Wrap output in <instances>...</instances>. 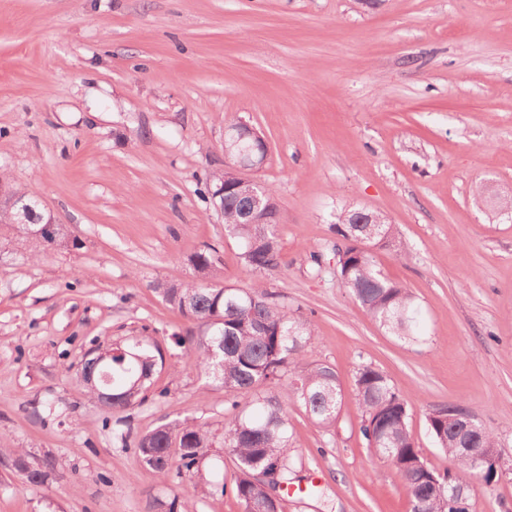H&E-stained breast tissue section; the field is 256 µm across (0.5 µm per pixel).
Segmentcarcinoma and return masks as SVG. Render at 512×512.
Segmentation results:
<instances>
[{
  "mask_svg": "<svg viewBox=\"0 0 512 512\" xmlns=\"http://www.w3.org/2000/svg\"><path fill=\"white\" fill-rule=\"evenodd\" d=\"M233 182L229 171L216 173L205 183L204 199L222 182ZM248 187L224 196V231L238 241L244 265L253 272L276 269L281 247L274 224H247L242 217ZM381 235L369 239L365 225L352 224L347 211L336 214L337 232L345 240V261H337L344 287L362 309L386 332L399 338L419 340L415 334L417 308L410 291L381 275L372 253L377 244L390 247L407 258L403 241L394 225L380 212L373 213ZM7 226L37 243L68 245V235L57 224L36 233L40 224H16L0 213V227ZM202 279L171 281L154 286L162 301L186 317L193 326L170 337L172 344L193 353L205 376L224 387L232 398L233 412L224 424V453L233 457L236 471L233 490L242 512H282V500L271 490L297 482L290 445L288 407L277 396H259L261 386L276 387L289 380L296 402L317 428L336 426L340 411L352 400L361 412L360 432L367 443L379 444V457L398 472L409 500L410 512H468V502L458 503L448 490L453 482L469 485L476 472L475 460L463 453L460 432L441 408L428 415V430L437 447L455 463L452 473H439L421 455L409 429L407 400L379 369L361 365L354 376L352 392L342 390L332 368L306 360L305 349L315 339L316 325L290 308L281 293L257 279L246 288L216 287L221 256L207 244L188 258ZM115 355L107 371L112 385L99 381L102 367L82 361L77 376L84 392L119 414L112 425V439L133 448L142 462L163 479L171 474L195 478V487L209 492L212 486L204 464L213 437L195 416L163 422L145 434H133L126 411L142 406L154 391L155 378L165 363L162 342L155 336H133L123 344H112ZM473 448H495V435L483 425L471 433ZM54 462L48 458L23 472L30 483L44 482ZM273 479H263L265 475Z\"/></svg>",
  "mask_w": 512,
  "mask_h": 512,
  "instance_id": "cac0c4a2",
  "label": "carcinoma"
}]
</instances>
